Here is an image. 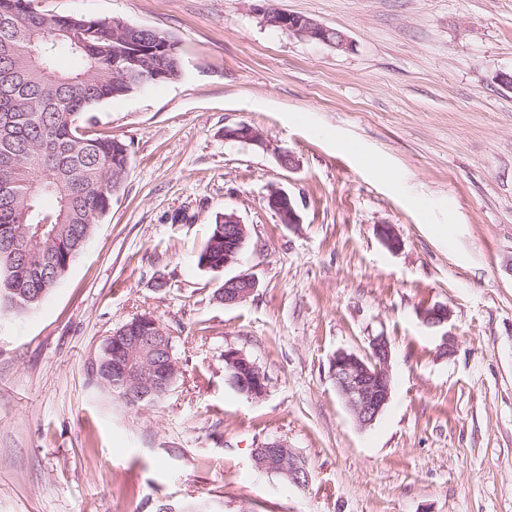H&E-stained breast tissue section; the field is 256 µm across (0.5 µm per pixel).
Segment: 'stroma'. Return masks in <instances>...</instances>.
Segmentation results:
<instances>
[{
	"label": "stroma",
	"mask_w": 512,
	"mask_h": 512,
	"mask_svg": "<svg viewBox=\"0 0 512 512\" xmlns=\"http://www.w3.org/2000/svg\"><path fill=\"white\" fill-rule=\"evenodd\" d=\"M260 3L32 0L168 34L182 73L96 107L91 132L129 146L124 189L37 307L0 312V512H512V0H271L344 49L262 25ZM238 124L265 147L226 140ZM224 211L248 228L239 261L200 268ZM240 273L253 294L217 302ZM437 304L448 357L420 317ZM145 314L180 375L134 408L91 364ZM379 334L391 397L364 428L331 360ZM229 349L265 372L263 398L230 385ZM273 439L306 485L254 467ZM265 199L267 206L276 214L280 224L288 227L300 224L301 217L288 192L273 187Z\"/></svg>",
	"instance_id": "stroma-1"
}]
</instances>
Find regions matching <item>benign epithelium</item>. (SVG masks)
Listing matches in <instances>:
<instances>
[{
  "label": "benign epithelium",
  "mask_w": 512,
  "mask_h": 512,
  "mask_svg": "<svg viewBox=\"0 0 512 512\" xmlns=\"http://www.w3.org/2000/svg\"><path fill=\"white\" fill-rule=\"evenodd\" d=\"M260 23L266 27H276L299 38L332 45L338 49L347 47L345 35L331 27L324 26L312 18L299 14L282 12L265 3L256 8ZM116 62L124 65L121 71L125 82H143L146 73L139 64L117 55ZM224 138L255 145L266 146L262 133L249 125L239 124L224 128ZM266 203L277 216L279 223L292 227L301 223V217L288 192L274 187L266 196ZM247 238V229L240 217L233 211L224 213V241L234 243L230 251L224 252V267H230L237 261L239 247ZM257 286L256 279L241 273L224 280V289L216 293V300L226 306L237 305L251 296ZM421 318L430 327H442L448 323L450 310L445 305H434L421 312ZM157 327L156 320L150 315H141L113 332L107 342L114 347V361L100 357L93 363L92 371L105 369L111 363L113 387L121 392V397L130 398L133 391H140L139 397L146 398L154 393L161 396L171 390L176 377L178 362L174 359L172 345L165 347V361L149 363L154 356V337L152 329ZM224 361L230 368H243L236 388L246 396L259 399L267 392V377L261 368L247 360L238 350L224 352ZM390 362L391 344L387 336L379 334L369 337V348L365 357L354 353L339 351L331 362L336 390L356 422L367 427L382 413L390 399ZM252 460L255 468L277 471L294 484L307 483L306 467L298 456L282 440L263 442L253 449Z\"/></svg>",
  "instance_id": "obj_1"
}]
</instances>
